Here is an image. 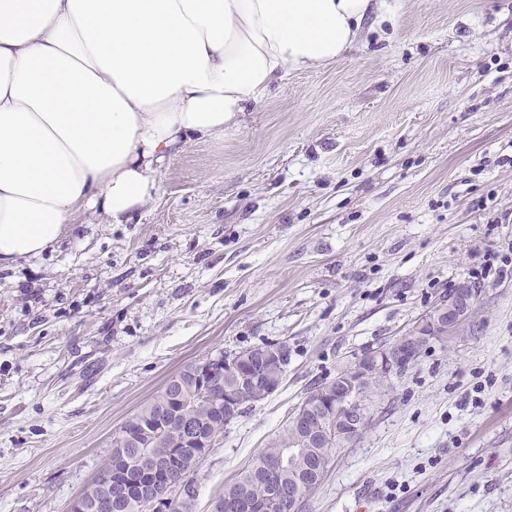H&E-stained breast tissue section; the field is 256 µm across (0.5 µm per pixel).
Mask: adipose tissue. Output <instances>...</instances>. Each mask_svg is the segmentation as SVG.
<instances>
[{"mask_svg": "<svg viewBox=\"0 0 512 512\" xmlns=\"http://www.w3.org/2000/svg\"><path fill=\"white\" fill-rule=\"evenodd\" d=\"M393 14L387 0H0V266L54 249L82 210L137 223L170 158Z\"/></svg>", "mask_w": 512, "mask_h": 512, "instance_id": "adipose-tissue-1", "label": "adipose tissue"}]
</instances>
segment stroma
I'll return each instance as SVG.
<instances>
[{
  "label": "stroma",
  "instance_id": "stroma-1",
  "mask_svg": "<svg viewBox=\"0 0 512 512\" xmlns=\"http://www.w3.org/2000/svg\"><path fill=\"white\" fill-rule=\"evenodd\" d=\"M335 64L176 154L135 224H77L0 268V512H69L185 365L288 348L186 512L318 382L459 283L471 322L379 395L301 512H512V0H398Z\"/></svg>",
  "mask_w": 512,
  "mask_h": 512
}]
</instances>
